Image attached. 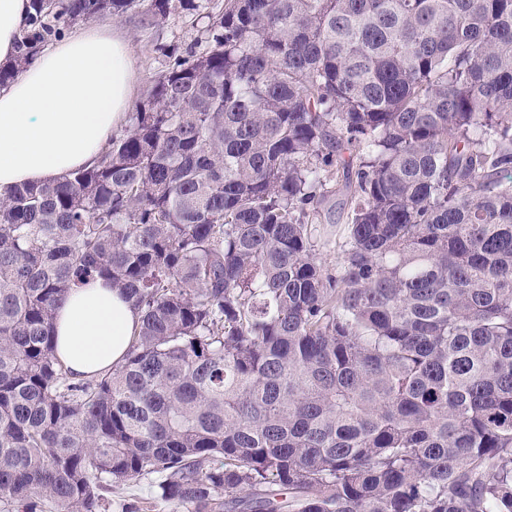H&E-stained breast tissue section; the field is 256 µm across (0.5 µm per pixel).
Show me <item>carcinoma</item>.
<instances>
[{
    "label": "carcinoma",
    "mask_w": 512,
    "mask_h": 512,
    "mask_svg": "<svg viewBox=\"0 0 512 512\" xmlns=\"http://www.w3.org/2000/svg\"><path fill=\"white\" fill-rule=\"evenodd\" d=\"M30 0L208 19L97 163L0 197V512H512V0ZM344 179L348 230L317 256ZM141 313L76 381L55 313ZM139 314L131 300L103 280L75 288L55 318L56 352L75 380L121 364ZM158 481L157 474H145L129 483L113 486L112 492L107 494L112 502L108 512H186L158 497Z\"/></svg>",
    "instance_id": "obj_1"
}]
</instances>
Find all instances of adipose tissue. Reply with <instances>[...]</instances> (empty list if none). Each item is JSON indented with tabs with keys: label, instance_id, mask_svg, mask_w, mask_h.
Masks as SVG:
<instances>
[{
	"label": "adipose tissue",
	"instance_id": "adipose-tissue-1",
	"mask_svg": "<svg viewBox=\"0 0 512 512\" xmlns=\"http://www.w3.org/2000/svg\"><path fill=\"white\" fill-rule=\"evenodd\" d=\"M29 0H0V67H10ZM137 69L125 36L104 24L39 53L0 85V196L92 166L125 121ZM139 314L98 280L74 289L55 318L56 352L77 380L121 364Z\"/></svg>",
	"mask_w": 512,
	"mask_h": 512
}]
</instances>
